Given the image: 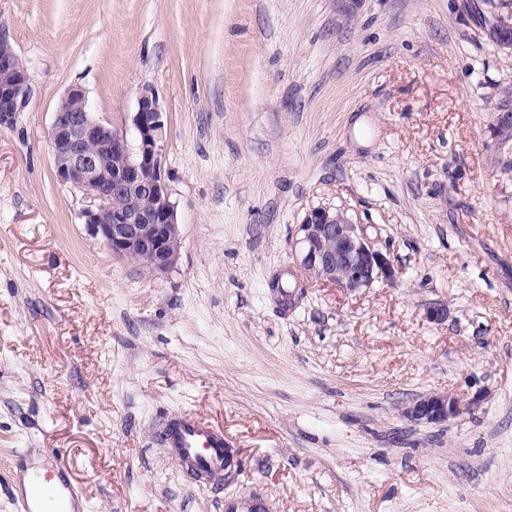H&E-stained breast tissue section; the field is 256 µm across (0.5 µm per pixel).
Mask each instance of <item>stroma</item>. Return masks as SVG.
I'll use <instances>...</instances> for the list:
<instances>
[{
    "instance_id": "obj_1",
    "label": "stroma",
    "mask_w": 512,
    "mask_h": 512,
    "mask_svg": "<svg viewBox=\"0 0 512 512\" xmlns=\"http://www.w3.org/2000/svg\"><path fill=\"white\" fill-rule=\"evenodd\" d=\"M512 0H0L32 87L0 127V512L64 461L76 512H512V174L496 131ZM165 114L175 268L113 257L57 180L71 86ZM344 210L397 272L290 308L299 226ZM447 308L441 323L426 319ZM478 399L441 425L405 404ZM194 412L240 461L191 482L157 438ZM489 33L500 49L512 50V12L496 15L490 23ZM269 503L260 496L224 500V512H268Z\"/></svg>"
}]
</instances>
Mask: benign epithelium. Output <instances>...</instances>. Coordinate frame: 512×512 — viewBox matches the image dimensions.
<instances>
[{
    "label": "benign epithelium",
    "mask_w": 512,
    "mask_h": 512,
    "mask_svg": "<svg viewBox=\"0 0 512 512\" xmlns=\"http://www.w3.org/2000/svg\"><path fill=\"white\" fill-rule=\"evenodd\" d=\"M492 41L512 50V12L490 23ZM27 69L8 30L0 27V127L13 126L30 98ZM131 124L136 141L124 129L91 112L82 87H70L61 98L48 130L55 176L85 195V223L115 257L137 263L152 275H164L177 264L182 235L165 181L161 141L165 122L158 99L144 93ZM297 267L304 281L288 293L296 304L310 283L359 293L376 282L392 284L391 259L342 211L312 210L299 225ZM453 393H429L413 399L403 414L416 423L441 425L473 410Z\"/></svg>",
    "instance_id": "1"
}]
</instances>
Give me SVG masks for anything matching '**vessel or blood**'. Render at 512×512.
Instances as JSON below:
<instances>
[{"label":"vessel or blood","mask_w":512,"mask_h":512,"mask_svg":"<svg viewBox=\"0 0 512 512\" xmlns=\"http://www.w3.org/2000/svg\"><path fill=\"white\" fill-rule=\"evenodd\" d=\"M168 447L173 448L178 464L205 484L222 482L224 478V433L207 419L185 416L163 430ZM73 497L72 489L57 481L55 475L39 476L35 488L23 496L25 512H46L47 502L58 505L56 512H66L63 503ZM224 512H269L268 502L259 496L230 498Z\"/></svg>","instance_id":"vessel-or-blood-1"}]
</instances>
